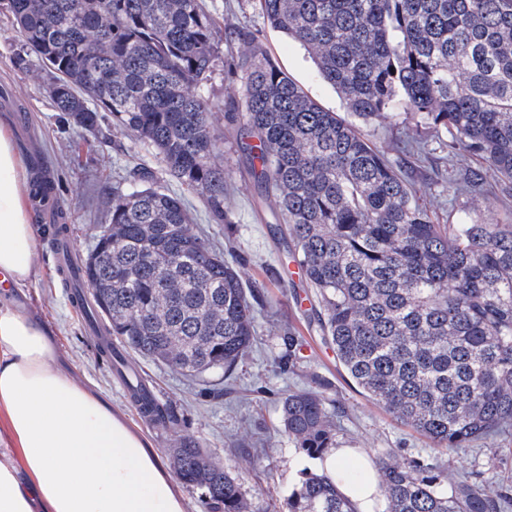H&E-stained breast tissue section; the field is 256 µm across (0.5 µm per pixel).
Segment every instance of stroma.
Returning a JSON list of instances; mask_svg holds the SVG:
<instances>
[{
  "instance_id": "stroma-1",
  "label": "stroma",
  "mask_w": 512,
  "mask_h": 512,
  "mask_svg": "<svg viewBox=\"0 0 512 512\" xmlns=\"http://www.w3.org/2000/svg\"><path fill=\"white\" fill-rule=\"evenodd\" d=\"M264 31V45L270 57L324 109L345 113L342 99L319 77L307 52L279 33ZM17 43L14 28L0 15V126L11 132L17 151H24L32 142L44 155L45 169L56 179L57 201L71 227L73 250L83 255L105 219L113 188L122 183L125 158L120 147L126 139L108 121L102 123L96 137L69 127L62 115L52 110L43 83L35 76L39 61L31 60L27 72L15 66ZM248 50V44L237 41L231 54L221 57L206 91L218 113L237 111L241 104L231 57ZM414 124V117L401 113L368 126L366 133L414 186L436 223L502 222L512 214V209L505 206L512 184L474 198L457 191L446 164L450 132L442 129L427 133L425 150L429 162H419L404 151L399 137ZM224 156L229 160L234 189L235 222L228 225L210 221L199 197L192 193L188 196L195 208L192 230L219 242L233 240L235 249L228 256L229 262L244 283L258 287L269 302L257 315L258 339L253 351L235 370V395L223 393L217 374H210L208 382L203 383L141 357L137 360L141 376L158 400L174 408L182 423L166 430L143 421L111 365L99 357L94 338L85 328L83 312L72 304L70 290L61 281L55 253L44 232L49 216L45 206L36 202L29 205L36 229L35 277L21 297V304L29 314L52 327L58 357L76 381L109 398L161 455H169L182 438L194 439L216 462L231 470L261 512H280L284 496L298 483L301 471L314 465L313 460L296 450L280 425L281 399L292 389H312L327 399L335 410L340 447L359 448L370 455L384 452L395 465L412 458H429L430 440L362 394L335 353L324 344L315 325L310 324L311 303L302 299V286L286 282L284 253L270 223L277 205L270 201L262 211L254 210V192L240 178L242 158L235 151L233 127L229 124L224 127ZM287 322L302 338L304 360L293 373L278 367V358L284 351L282 326ZM439 461L454 473L464 472L479 480L497 479L505 466H512V435L483 440L466 450L448 451Z\"/></svg>"
}]
</instances>
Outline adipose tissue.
Segmentation results:
<instances>
[{
  "label": "adipose tissue",
  "mask_w": 512,
  "mask_h": 512,
  "mask_svg": "<svg viewBox=\"0 0 512 512\" xmlns=\"http://www.w3.org/2000/svg\"><path fill=\"white\" fill-rule=\"evenodd\" d=\"M23 163L0 127V408L12 439L0 436V512H185L168 466L112 403L57 362L48 328L17 295L34 277L35 227ZM25 450L17 467L12 448ZM358 512H372L378 476L353 448L317 459Z\"/></svg>",
  "instance_id": "1"
}]
</instances>
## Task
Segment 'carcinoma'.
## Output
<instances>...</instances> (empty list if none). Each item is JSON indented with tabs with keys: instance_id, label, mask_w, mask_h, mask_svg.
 <instances>
[{
	"instance_id": "carcinoma-1",
	"label": "carcinoma",
	"mask_w": 512,
	"mask_h": 512,
	"mask_svg": "<svg viewBox=\"0 0 512 512\" xmlns=\"http://www.w3.org/2000/svg\"><path fill=\"white\" fill-rule=\"evenodd\" d=\"M268 27L299 43L351 119L322 108L267 53L261 31L234 58L242 112L227 114L258 201L275 197L281 240L318 302L323 341L362 392L433 450H464L512 431V223L436 224L417 191L361 130L402 108L453 132L448 171L476 195L512 184V0H252ZM16 27L14 56L41 66L51 107L97 135L101 113L135 161L115 188L88 256L71 257L101 334L130 353L205 380L233 374L257 341L259 291L246 293L217 245L192 232L184 196L233 224L224 130L205 87L226 30L202 0H0ZM146 150L154 167L140 157ZM468 156L479 169H459ZM36 197L55 193L38 173ZM293 367L302 342L283 336ZM151 422L181 419L129 383ZM281 422L311 459L336 447L325 398L298 390ZM374 512H512L504 482L448 474L424 459L370 457ZM180 481L209 512H258L240 484L192 440L171 450ZM283 512H357L328 474L303 471Z\"/></svg>"
}]
</instances>
